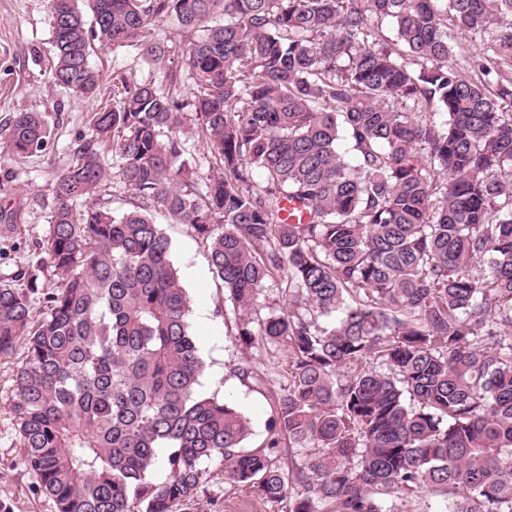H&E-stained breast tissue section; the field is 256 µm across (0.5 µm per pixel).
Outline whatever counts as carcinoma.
I'll list each match as a JSON object with an SVG mask.
<instances>
[{"instance_id": "1", "label": "carcinoma", "mask_w": 512, "mask_h": 512, "mask_svg": "<svg viewBox=\"0 0 512 512\" xmlns=\"http://www.w3.org/2000/svg\"><path fill=\"white\" fill-rule=\"evenodd\" d=\"M88 6L49 0L53 82L82 98L95 49L157 64L161 23L201 36L166 85L114 77L51 187L44 257L0 280V356L26 346L24 464L57 512H185L214 460L285 512H401L423 490L448 512H512V0ZM460 35L467 69L448 64ZM49 138L41 112L0 128L16 157ZM115 178L137 198L122 215L93 201ZM152 207L207 247L239 339L287 348L261 448L240 408L201 391ZM271 284L284 309L263 315ZM285 444L305 453L287 471Z\"/></svg>"}]
</instances>
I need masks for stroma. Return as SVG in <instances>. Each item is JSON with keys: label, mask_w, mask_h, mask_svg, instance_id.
Instances as JSON below:
<instances>
[{"label": "stroma", "mask_w": 512, "mask_h": 512, "mask_svg": "<svg viewBox=\"0 0 512 512\" xmlns=\"http://www.w3.org/2000/svg\"><path fill=\"white\" fill-rule=\"evenodd\" d=\"M48 0H0V126L22 108L45 112L51 130L46 151L14 158L0 149V207L15 211L17 231L11 246L0 250V280L17 267L34 264V250L49 235L53 207L51 185L74 159L92 112L112 97L115 74L131 81L163 80L170 62L149 64L135 50L120 48L91 56L101 80L95 97L81 98L52 82ZM153 220L169 237L172 259L193 303L191 329L206 363L202 390L235 403L251 419L248 447H260L276 416L275 401L287 381L288 353L261 342L233 340L235 312L222 282L211 273L208 252L187 225L175 223L163 209ZM24 356L16 346L0 357V512H56L52 499L39 491L23 463L12 415L14 379ZM204 493L188 512H282L251 490L224 477L220 462L209 463Z\"/></svg>", "instance_id": "1"}]
</instances>
